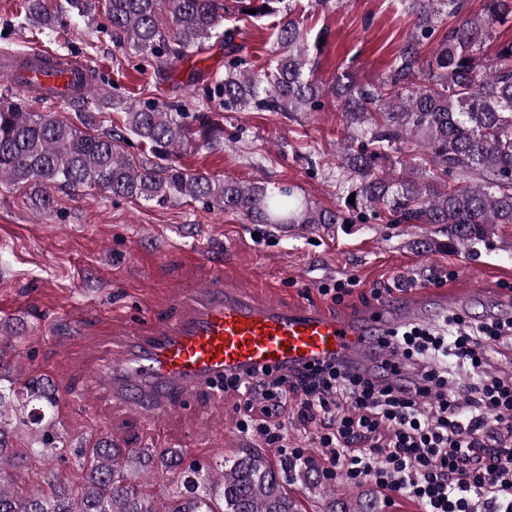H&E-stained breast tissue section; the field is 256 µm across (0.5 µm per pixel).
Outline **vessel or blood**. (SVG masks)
<instances>
[{
	"label": "vessel or blood",
	"instance_id": "vessel-or-blood-1",
	"mask_svg": "<svg viewBox=\"0 0 512 512\" xmlns=\"http://www.w3.org/2000/svg\"><path fill=\"white\" fill-rule=\"evenodd\" d=\"M88 69L46 66L32 56L17 81L34 99L49 87L88 77ZM389 304L350 319L315 307L252 302L224 282L211 260L204 282L169 310L131 331L133 353L117 357L114 393L151 417L182 408L199 392L222 388L225 375L281 370L331 359L372 358L386 352Z\"/></svg>",
	"mask_w": 512,
	"mask_h": 512
}]
</instances>
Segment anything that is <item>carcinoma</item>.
<instances>
[{"label":"carcinoma","instance_id":"carcinoma-1","mask_svg":"<svg viewBox=\"0 0 512 512\" xmlns=\"http://www.w3.org/2000/svg\"><path fill=\"white\" fill-rule=\"evenodd\" d=\"M231 2L105 0V12L118 43L163 64L202 54L213 38L224 42V76L211 78L206 98H217L226 112L255 109L291 120L335 99L345 130L336 149V208L315 204L293 185L267 180L243 185L168 165L184 144L208 149L224 144V127L205 109L191 114L149 100L128 106L119 94L90 87L76 96L74 122L52 111H30L20 93L0 96V184L24 190L39 210L52 207L56 188L95 187L144 201H201L253 224L314 230L378 221L424 230L438 225L448 232L446 243L415 240L421 250L471 248L498 226H512V42L490 55L481 51L495 26L512 20V0H484L477 13L469 0H399L415 23L385 73L362 81L344 69L329 82L316 77L327 31L309 37L294 15L293 0ZM249 9L255 18L278 19L261 73L237 55L235 40L242 31L224 27L225 14L245 16ZM14 20L54 40L66 33L67 24L47 0H23ZM109 108L123 113L126 131L149 146L152 158L125 154V136L97 124L96 114ZM8 393L16 396L19 422L35 431L30 454L51 459L74 452L87 464L78 496L55 477L45 488L20 495L4 477L12 444L0 427V512H155L138 491L132 457L145 468L157 462L165 471L180 470L163 512H302L285 489L290 477L336 494L332 479L311 457L275 466L246 450L224 460V471L214 479L193 466L180 469L183 458L176 451L156 458L146 448H122L107 436L91 448L72 450L52 423L59 400L49 379L31 377L18 389L13 381L0 385V405ZM329 512L374 510L369 500L342 496L332 500Z\"/></svg>","mask_w":512,"mask_h":512}]
</instances>
